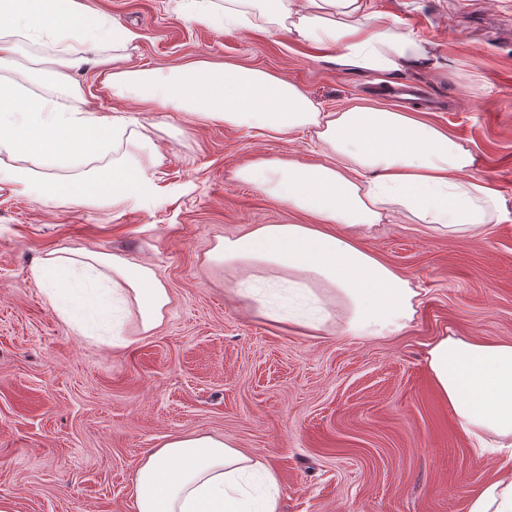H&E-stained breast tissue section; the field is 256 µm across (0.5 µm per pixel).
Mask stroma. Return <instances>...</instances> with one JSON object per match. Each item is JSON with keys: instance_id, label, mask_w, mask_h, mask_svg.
Here are the masks:
<instances>
[{"instance_id": "obj_1", "label": "stroma", "mask_w": 512, "mask_h": 512, "mask_svg": "<svg viewBox=\"0 0 512 512\" xmlns=\"http://www.w3.org/2000/svg\"><path fill=\"white\" fill-rule=\"evenodd\" d=\"M83 2L141 32L128 59L137 68H262L327 111L416 112L394 91L420 86L435 103L427 117L470 150L502 214L475 240L398 218L362 231L363 246L419 291L414 321L391 338L302 335L227 297L226 272L207 254L250 225L302 222L235 173L265 156L319 161L310 134L264 138L116 100L92 66L73 72L75 98L38 65L46 47L21 43L13 66L33 90L151 125L164 162L154 198L115 210L0 189V501L12 512H133L142 457L174 435L212 434L266 460L283 512H467L497 461L457 427L427 352L450 335L512 343V0H370L448 65L393 77L337 70L277 34L183 22L180 0ZM63 245L149 264L172 297L163 325L123 348L72 330L30 274Z\"/></svg>"}]
</instances>
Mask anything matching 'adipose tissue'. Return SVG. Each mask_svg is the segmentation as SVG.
<instances>
[{"label": "adipose tissue", "instance_id": "ef3b65f1", "mask_svg": "<svg viewBox=\"0 0 512 512\" xmlns=\"http://www.w3.org/2000/svg\"><path fill=\"white\" fill-rule=\"evenodd\" d=\"M186 18L274 30L332 51L339 68L356 73L439 66L425 43L371 12L367 0H190ZM138 37L120 23L87 18L79 0H0V66L27 41L49 47L44 62L60 85L92 64L117 99L268 137L313 130L323 161L263 157L236 173L305 223L257 224L210 254L236 273L228 291L250 300L254 314L308 336L398 335L414 319L418 293L352 229L393 217L475 239L499 219L498 192L472 173L470 152L422 114L365 105L325 112L287 78L242 65L135 68L125 60ZM162 159L137 119L63 110L50 94L0 76V186L59 206L114 209L155 194L153 170ZM31 276L69 326L83 336L108 332L116 347L152 335L171 303L151 266L96 250H51ZM270 290L287 293V313L268 306ZM131 305L129 337L115 312ZM428 367L461 431L499 454L496 478L470 497L467 512H512V344L444 336L429 349ZM134 507L281 512L280 483L264 460L221 436L175 435L141 461Z\"/></svg>", "mask_w": 512, "mask_h": 512}]
</instances>
